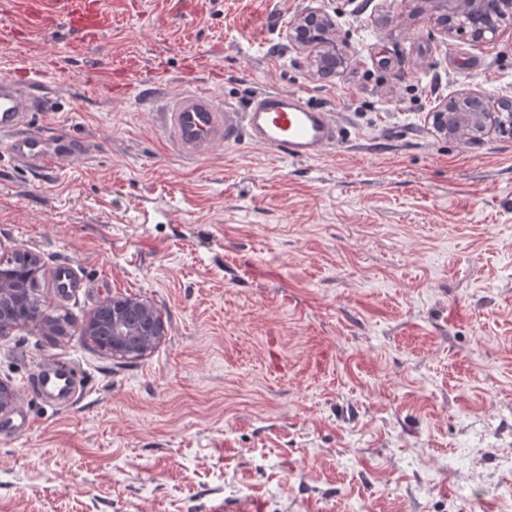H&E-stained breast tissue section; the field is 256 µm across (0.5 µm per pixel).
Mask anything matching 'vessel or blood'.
<instances>
[{
  "label": "vessel or blood",
  "instance_id": "b4317fda",
  "mask_svg": "<svg viewBox=\"0 0 512 512\" xmlns=\"http://www.w3.org/2000/svg\"><path fill=\"white\" fill-rule=\"evenodd\" d=\"M47 108L31 79L12 71L0 74V134L8 138L5 149L15 160L36 169L54 167L71 156L59 143L22 134L30 113ZM163 117L168 139L182 152L197 156L215 142H234L242 132L254 144L292 160L318 158L338 139L330 113L296 92L261 93L243 112L224 107L211 96L189 92L171 98ZM42 384L67 393L73 390L76 376L70 364L61 360Z\"/></svg>",
  "mask_w": 512,
  "mask_h": 512
}]
</instances>
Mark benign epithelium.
Segmentation results:
<instances>
[{
  "instance_id": "obj_1",
  "label": "benign epithelium",
  "mask_w": 512,
  "mask_h": 512,
  "mask_svg": "<svg viewBox=\"0 0 512 512\" xmlns=\"http://www.w3.org/2000/svg\"><path fill=\"white\" fill-rule=\"evenodd\" d=\"M498 20L486 17V0H458L457 9L448 12L444 0H435V11H420L418 23L435 24L447 38L467 34L475 42L496 39L505 28H512V0H497ZM336 20L322 8L302 12L288 27V39L296 45H320L312 59L320 76H333L343 67L345 58L336 55ZM501 111H485V95L477 90L450 98L433 112L434 123L445 135L461 134L460 122L471 126L468 138L485 132L491 120L502 131L512 130V97L499 98ZM6 247L0 242V335L20 324H33L49 336H70L74 332L95 340L108 336L112 354L120 357L145 355L165 336V322L160 309L147 299L137 296H112L103 299L79 325L65 319L43 316L37 297V285L20 281L1 260Z\"/></svg>"
}]
</instances>
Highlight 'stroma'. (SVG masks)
Here are the masks:
<instances>
[{"mask_svg":"<svg viewBox=\"0 0 512 512\" xmlns=\"http://www.w3.org/2000/svg\"><path fill=\"white\" fill-rule=\"evenodd\" d=\"M41 3L0 0V70L42 83L27 130L76 154L0 152V242L41 256L44 317L139 295L166 334L138 359L0 335V512H512V135L430 118L512 93V29L448 40L421 0H96L90 39ZM311 7L347 58L327 80L288 39ZM189 90L301 92L343 138L188 157L160 111ZM61 357L84 391L57 401L33 382Z\"/></svg>","mask_w":512,"mask_h":512,"instance_id":"obj_1","label":"stroma"}]
</instances>
